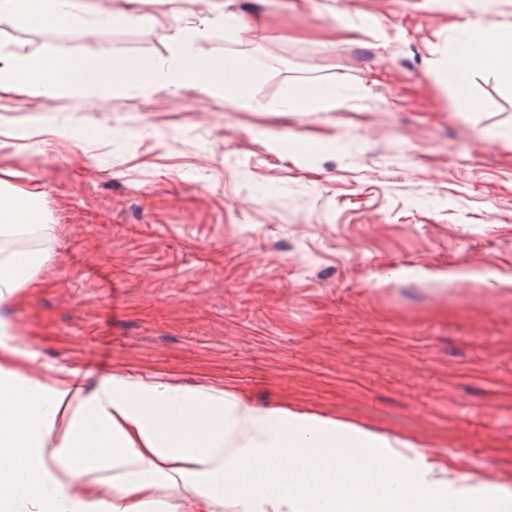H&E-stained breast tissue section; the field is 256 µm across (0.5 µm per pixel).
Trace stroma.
I'll list each match as a JSON object with an SVG mask.
<instances>
[{"label":"stroma","mask_w":512,"mask_h":512,"mask_svg":"<svg viewBox=\"0 0 512 512\" xmlns=\"http://www.w3.org/2000/svg\"><path fill=\"white\" fill-rule=\"evenodd\" d=\"M257 14L214 58L251 108L198 90L0 97V172L45 198L47 267L10 311L40 370L204 384L413 442L450 475L512 484V92L458 111L433 83L463 17L438 0H223ZM182 0L70 42L0 19V48L167 64ZM342 82L327 112H273ZM73 124L59 139L41 126Z\"/></svg>","instance_id":"stroma-1"}]
</instances>
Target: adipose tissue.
Here are the masks:
<instances>
[{"instance_id":"1","label":"adipose tissue","mask_w":512,"mask_h":512,"mask_svg":"<svg viewBox=\"0 0 512 512\" xmlns=\"http://www.w3.org/2000/svg\"><path fill=\"white\" fill-rule=\"evenodd\" d=\"M462 4L469 13L453 28L454 62L431 76L457 86L458 110L472 112L479 102L461 87L471 72L512 89V27L488 25L476 0H448L454 10ZM2 14L15 27H57L75 39L117 18L92 0H0ZM206 35L203 26L178 28L164 67L120 62L106 50L81 59L66 45L35 59L0 52V93L118 95L190 85L227 107L251 106V65L208 56L199 46ZM344 90L318 85L276 109L329 110ZM43 217L40 192L0 179V311L45 262L39 251L5 243L41 229ZM35 357L0 318V512H512V485L449 479L407 442L216 386L123 373L93 385L72 371L50 378L32 368Z\"/></svg>"}]
</instances>
